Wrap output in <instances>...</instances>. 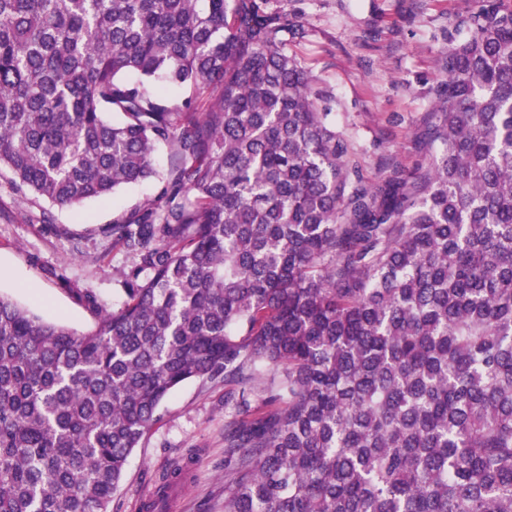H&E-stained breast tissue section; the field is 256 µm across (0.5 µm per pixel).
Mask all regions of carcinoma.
I'll return each instance as SVG.
<instances>
[{
	"label": "carcinoma",
	"instance_id": "obj_1",
	"mask_svg": "<svg viewBox=\"0 0 512 512\" xmlns=\"http://www.w3.org/2000/svg\"><path fill=\"white\" fill-rule=\"evenodd\" d=\"M459 25L432 163L368 184L274 0H0L18 196L173 156L104 228L133 263L96 331L0 297V512H108L164 399L220 377L224 512H512V0Z\"/></svg>",
	"mask_w": 512,
	"mask_h": 512
}]
</instances>
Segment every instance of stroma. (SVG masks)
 <instances>
[{"label":"stroma","mask_w":512,"mask_h":512,"mask_svg":"<svg viewBox=\"0 0 512 512\" xmlns=\"http://www.w3.org/2000/svg\"><path fill=\"white\" fill-rule=\"evenodd\" d=\"M307 28L288 51L327 92L336 129L350 145V161L367 182L393 164H429L420 138L445 76L448 37L470 0H280ZM161 189L149 179L114 196L78 207L32 204L0 173V295L77 333L98 318L77 299L89 290L107 306L123 300L122 274L131 264L113 250L104 225L151 203ZM49 213L51 223L39 221ZM223 381L193 379L176 388L160 419L128 459L111 512H142L141 503L164 472L189 469L173 487L165 512H224Z\"/></svg>","instance_id":"35a3bbf8"}]
</instances>
